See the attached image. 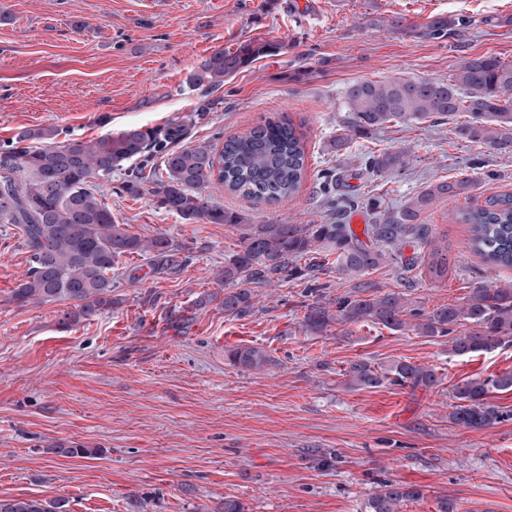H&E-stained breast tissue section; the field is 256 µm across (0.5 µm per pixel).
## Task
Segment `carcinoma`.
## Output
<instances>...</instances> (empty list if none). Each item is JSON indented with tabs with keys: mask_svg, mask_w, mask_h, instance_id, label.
<instances>
[{
	"mask_svg": "<svg viewBox=\"0 0 512 512\" xmlns=\"http://www.w3.org/2000/svg\"><path fill=\"white\" fill-rule=\"evenodd\" d=\"M459 23L456 18L437 17L427 35L437 39ZM267 43L244 42L233 51L219 50L194 70L188 83L219 86L269 54ZM345 104L353 113V128L368 131L386 122L420 123L442 120L459 112L470 121L457 127L459 138L495 149L512 147V63L496 56H474L463 61L447 80L396 77L387 81L361 80L345 90ZM54 126L26 128L0 146V188L9 201H0V224H12L22 232L31 253L26 280L14 288L11 299L21 306L67 301L73 309L63 323L88 321L119 304L112 297L109 273L122 255H151L168 261L169 241L163 236L132 234L114 220L102 201L100 182L140 158L162 155L165 175L140 169L122 183L132 196L148 194L157 208L190 223L233 224L240 231L241 251L224 264V284L244 279L270 283L302 270L293 260L308 257V270L321 265L317 256L336 255L340 274L365 287L362 278L397 256L400 246L413 238L432 243L429 227L418 222L419 214L438 199L466 193L471 181L430 183L416 197L386 210L363 233L361 240L348 224H243L235 212L214 203L203 187L212 182L230 193L258 202L279 203L293 197L306 175L304 134L286 115H273L240 135L224 139L222 149L210 143L181 145L188 136L183 124L160 128L130 127L97 140L55 142ZM41 143L37 147L34 142ZM408 163L403 149L386 151L371 160L376 173L399 171ZM469 225L471 248L484 262L512 268V194H500L482 206L458 215ZM427 277L448 278V247L433 246ZM224 313L237 318L252 315L254 294L249 288L224 292ZM303 323L311 330L331 324L374 322L390 330H402L407 317L421 318L414 324L426 336L448 335L449 351L467 355L512 342V285L480 286L461 303H448L421 314L403 292H352L336 297L335 309L319 301L304 305ZM474 330L455 336V327ZM226 356L234 365L259 371L271 359L257 345L233 347ZM347 389L377 388L384 383L412 388L439 384L435 370L406 360L380 371L357 361L342 372ZM493 391H512V372L491 379H470L456 386L449 404L448 420L468 429H489L512 416V411L493 403ZM418 495L412 488L387 483L370 501L371 512H402L404 502ZM0 512H69L68 500L27 497L0 499Z\"/></svg>",
	"mask_w": 512,
	"mask_h": 512,
	"instance_id": "obj_1",
	"label": "carcinoma"
}]
</instances>
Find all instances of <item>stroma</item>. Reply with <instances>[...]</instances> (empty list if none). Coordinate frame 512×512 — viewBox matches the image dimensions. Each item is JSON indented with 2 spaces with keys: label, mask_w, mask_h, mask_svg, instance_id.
Returning <instances> with one entry per match:
<instances>
[{
  "label": "stroma",
  "mask_w": 512,
  "mask_h": 512,
  "mask_svg": "<svg viewBox=\"0 0 512 512\" xmlns=\"http://www.w3.org/2000/svg\"><path fill=\"white\" fill-rule=\"evenodd\" d=\"M460 19L444 39L421 36L436 15ZM0 144L21 129L56 126L59 143L128 127L186 124L188 141L222 146L262 117L287 114L306 135L308 174L291 200L257 203L223 188L213 201L246 224H326L363 231L375 213L342 203L341 172L364 197L404 204L431 182L470 180L467 194L424 210L448 246V279L434 283L405 260H427L410 243L402 259L371 271L376 290L406 293L422 313L459 303L478 286L512 284V268L469 248L461 209L512 193V152L457 139L447 120L352 129L344 92L363 79H444L465 59L512 61V0H0ZM401 17L404 30L387 21ZM274 50L217 87L189 75L218 50L244 41ZM211 111H198L201 101ZM342 155L330 149L339 135ZM407 149L406 167L375 174L371 157ZM101 188L130 233L170 242L158 267L120 257L119 305L62 325L64 303L11 299L30 268L22 233L0 224V498L64 497L69 512H368L386 482L420 490L402 512H512V418L486 430L448 420L456 384L512 371V345L454 355L444 336L374 323L305 328L309 289L332 300L351 284L335 264L316 277L257 284L251 316L226 315L224 260L239 248L230 224H190L149 195ZM264 348L252 372L225 352ZM363 360L384 369L409 361L435 369L433 389L388 384L349 390L341 372ZM86 448L64 457V448Z\"/></svg>",
  "instance_id": "obj_1"
}]
</instances>
